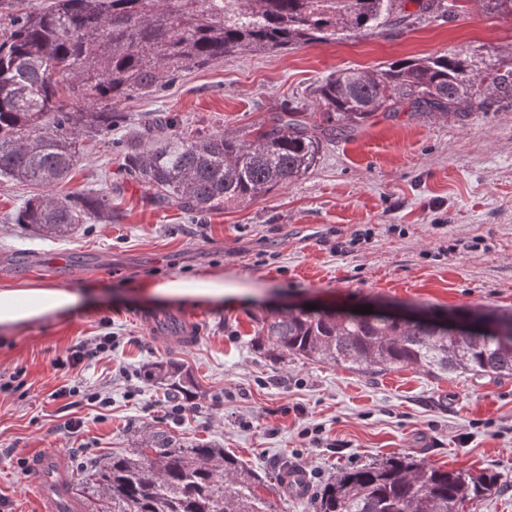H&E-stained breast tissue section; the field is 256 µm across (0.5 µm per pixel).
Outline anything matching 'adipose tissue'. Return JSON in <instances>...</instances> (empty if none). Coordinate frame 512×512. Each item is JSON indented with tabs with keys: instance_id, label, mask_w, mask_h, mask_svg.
<instances>
[{
	"instance_id": "1",
	"label": "adipose tissue",
	"mask_w": 512,
	"mask_h": 512,
	"mask_svg": "<svg viewBox=\"0 0 512 512\" xmlns=\"http://www.w3.org/2000/svg\"><path fill=\"white\" fill-rule=\"evenodd\" d=\"M234 291L233 284L212 275L165 280L150 288L151 294L155 296L215 301L222 300ZM84 299L82 292L47 284L1 288L0 330L9 332L21 326L36 324L48 316L75 310Z\"/></svg>"
}]
</instances>
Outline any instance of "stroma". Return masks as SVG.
Here are the masks:
<instances>
[{"instance_id":"35a3bbf8","label":"stroma","mask_w":512,"mask_h":512,"mask_svg":"<svg viewBox=\"0 0 512 512\" xmlns=\"http://www.w3.org/2000/svg\"><path fill=\"white\" fill-rule=\"evenodd\" d=\"M372 36L294 50L248 52L194 69L158 96L124 101L111 140L83 137L67 185L112 187L111 223L68 239L42 236L11 215L29 187L0 181V286L48 283L89 291L87 303L0 333V512H37L32 453L61 452L86 512L93 464L153 433L214 443L260 472L274 512H315L341 471L409 456L445 470L490 473L464 512H512V376L440 379L402 368L363 374L330 362L258 350L271 310L313 304L436 311L512 308V110L446 118L377 114L325 142L308 174L247 202L186 213L119 174L122 148L149 147L147 118L178 116L184 133L247 134L276 112L317 109L315 87L340 69L366 71L459 49L512 58V14L484 0H447ZM219 275L243 288L234 302L158 297L146 284ZM201 315L192 342L158 343L143 313ZM113 337L91 360L70 356ZM178 364L190 393L147 378ZM75 396L58 397L62 386ZM107 404L91 401V394ZM79 422L70 432V422ZM289 467L306 471L308 497L288 495Z\"/></svg>"}]
</instances>
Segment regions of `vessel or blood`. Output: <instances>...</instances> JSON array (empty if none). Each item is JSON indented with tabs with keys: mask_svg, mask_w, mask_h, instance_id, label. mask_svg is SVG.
Masks as SVG:
<instances>
[{
	"mask_svg": "<svg viewBox=\"0 0 512 512\" xmlns=\"http://www.w3.org/2000/svg\"><path fill=\"white\" fill-rule=\"evenodd\" d=\"M140 320L158 339L168 343L187 342L189 335L196 333L200 322L195 314H181L168 319L144 314ZM30 466L41 481L37 512H82V502L71 491V477L64 455L45 451L31 457Z\"/></svg>",
	"mask_w": 512,
	"mask_h": 512,
	"instance_id": "b4317fda",
	"label": "vessel or blood"
}]
</instances>
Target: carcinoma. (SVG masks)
Returning a JSON list of instances; mask_svg holds the SVG:
<instances>
[{"label": "carcinoma", "instance_id": "cac0c4a2", "mask_svg": "<svg viewBox=\"0 0 512 512\" xmlns=\"http://www.w3.org/2000/svg\"><path fill=\"white\" fill-rule=\"evenodd\" d=\"M396 0H50L0 17V177L44 188L19 206L16 223L66 237L89 220L112 223V187L62 193L79 161L81 135H112L119 103L157 96L180 73L230 54L288 50L368 35L393 22ZM323 125L286 108L249 139L222 132L189 137L170 115L169 133L129 147L121 172L153 190L159 207L187 213L254 200L300 179L324 140L406 102L418 114L488 112L512 105V58L460 50L404 59L371 71L341 69L317 86ZM471 323L331 309H290L264 318L266 352L330 361L368 373L415 368L431 376L512 375V311H470ZM153 380L183 390L180 367ZM490 475L448 471L413 458L345 470L324 485L316 512H455L493 485ZM112 512H273L262 477L208 443L165 434L112 455L93 472Z\"/></svg>", "mask_w": 512, "mask_h": 512}]
</instances>
